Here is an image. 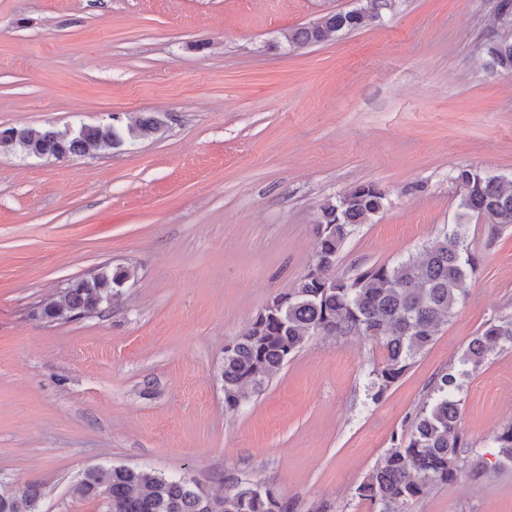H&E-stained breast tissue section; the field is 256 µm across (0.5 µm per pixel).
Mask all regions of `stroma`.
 Instances as JSON below:
<instances>
[{
  "mask_svg": "<svg viewBox=\"0 0 512 512\" xmlns=\"http://www.w3.org/2000/svg\"><path fill=\"white\" fill-rule=\"evenodd\" d=\"M356 4L0 0L1 128L159 122L94 156L0 155V491L35 482L40 512H106L74 487L126 465L187 475L213 498L232 477L293 512H369L355 489L436 375L512 316V225L471 218L467 299L380 400V343L318 336L226 413L224 347L307 271L325 198L358 183L387 193L338 256L349 277L454 223L458 168L512 178V74L485 53L499 0H396L366 28L285 47L284 32ZM105 263L135 275L101 313L32 319ZM461 382L466 457L407 512H512L494 443L512 423V346Z\"/></svg>",
  "mask_w": 512,
  "mask_h": 512,
  "instance_id": "obj_1",
  "label": "stroma"
}]
</instances>
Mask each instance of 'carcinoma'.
<instances>
[{
    "mask_svg": "<svg viewBox=\"0 0 512 512\" xmlns=\"http://www.w3.org/2000/svg\"><path fill=\"white\" fill-rule=\"evenodd\" d=\"M393 0H366L348 11L288 31L290 47L315 45L328 34L369 26ZM503 32L485 45L494 72H512V0H500ZM157 120L150 115L122 123L82 125L76 131L25 127L0 129V154L24 153L63 159L94 155L128 140L150 138ZM460 188L457 221L431 243L397 263L367 268L352 277L334 272L336 259L357 226L385 206L378 186L362 183L338 197H328L317 216L313 266L288 291L272 297L248 328L224 346L220 378L224 409L237 412L247 389L260 391L302 346L316 336L362 335L381 343L383 365L372 371V399L384 393L435 340L466 297L462 288L475 257L467 244L468 219L479 217L499 230L512 224V180L462 167L451 177ZM133 276L130 268L103 264L68 281L41 301L32 317L67 323L101 311ZM512 345V317L490 323L468 344L462 363L474 366L505 344ZM463 372L450 367L436 375L429 402L410 418L408 432L394 444L356 487L371 512H407L410 502L434 485L456 477L461 449L468 447L458 419L456 393ZM498 465L512 464V424L496 435ZM222 498H212L184 475H164L128 466L88 469L74 487L83 498L102 497L106 512H292L291 503L259 482L227 480ZM42 492L27 484L0 495V512H39Z\"/></svg>",
    "mask_w": 512,
    "mask_h": 512,
    "instance_id": "1",
    "label": "carcinoma"
}]
</instances>
